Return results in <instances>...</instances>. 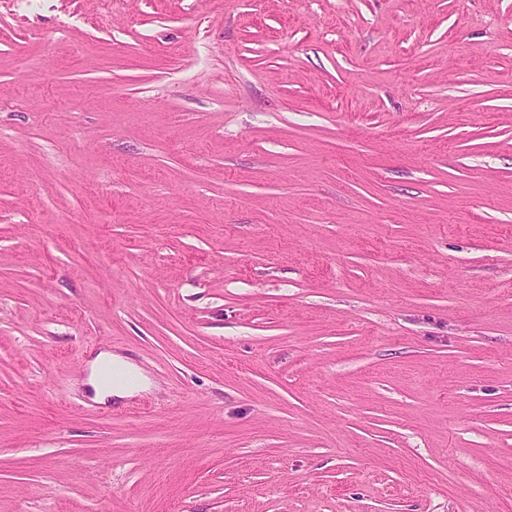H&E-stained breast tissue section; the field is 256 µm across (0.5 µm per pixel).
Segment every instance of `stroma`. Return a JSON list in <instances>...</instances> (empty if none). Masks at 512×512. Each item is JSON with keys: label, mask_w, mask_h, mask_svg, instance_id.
<instances>
[{"label": "stroma", "mask_w": 512, "mask_h": 512, "mask_svg": "<svg viewBox=\"0 0 512 512\" xmlns=\"http://www.w3.org/2000/svg\"><path fill=\"white\" fill-rule=\"evenodd\" d=\"M0 512H512V0H0ZM112 370L127 377L125 382L112 383V386L103 382L102 373L104 369ZM89 383L93 387L95 396L100 401L115 397L123 399L128 397L145 386V377L139 369L128 360L110 353H99L91 362Z\"/></svg>", "instance_id": "35a3bbf8"}]
</instances>
